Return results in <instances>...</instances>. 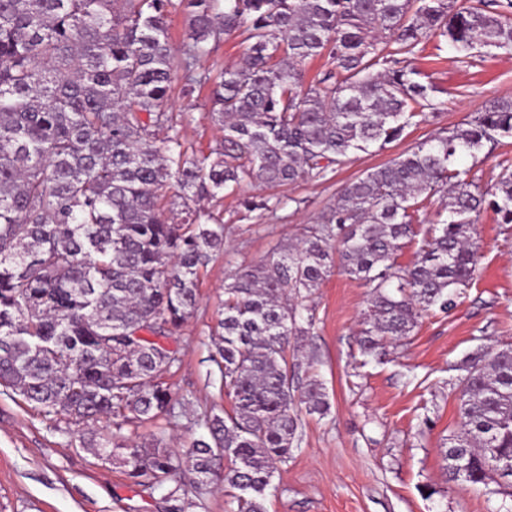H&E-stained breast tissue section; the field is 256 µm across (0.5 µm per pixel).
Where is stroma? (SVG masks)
<instances>
[{
	"label": "stroma",
	"mask_w": 512,
	"mask_h": 512,
	"mask_svg": "<svg viewBox=\"0 0 512 512\" xmlns=\"http://www.w3.org/2000/svg\"><path fill=\"white\" fill-rule=\"evenodd\" d=\"M426 45L414 64L421 81L435 87L439 111L407 126L385 147L352 154L327 180L288 186L274 213L249 212L243 197L251 186L224 196L220 213L228 251L201 274L198 305L175 343L182 362L170 380L187 399L168 435L186 442L201 434L205 412L226 411L209 360L211 328L234 262L263 259L276 242H291L334 205L341 187L426 140L450 129L501 98H512V54L459 62L451 47L431 60ZM175 79L169 107L180 114L188 147L209 152L223 134L212 122L208 89L183 96ZM475 190L492 193L503 170H512V138L502 139L483 164L463 155ZM475 241L481 262L458 305L420 318L407 346L388 349V362L357 367L358 341L370 289L340 272L319 288L316 323L299 341L311 373L326 387L327 416L302 418L301 444L277 472L267 512H497L500 499L483 486L449 481L440 450L457 429L455 367L478 345L512 344V224L491 209L477 218ZM83 426L61 430L11 390H0V512H168L165 490L133 485L120 463H106L82 443Z\"/></svg>",
	"instance_id": "stroma-1"
}]
</instances>
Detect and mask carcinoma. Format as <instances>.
<instances>
[{"instance_id":"1","label":"carcinoma","mask_w":512,"mask_h":512,"mask_svg":"<svg viewBox=\"0 0 512 512\" xmlns=\"http://www.w3.org/2000/svg\"><path fill=\"white\" fill-rule=\"evenodd\" d=\"M185 15L178 57L169 18ZM245 28L241 63L195 71L221 37ZM430 41L458 60L512 54V0H0V386L126 467L145 490L175 483L171 512H191L222 482L234 512H267L279 467L299 448L301 413L328 414L324 384L291 340L310 333L316 291L333 267L372 286L359 340L379 359L403 345L421 314L452 311L479 266L476 216L512 224V172L488 199L458 156L512 138V98L494 101L346 184L329 212L293 243L227 274L210 361L232 410L205 414L207 434L175 450L165 430L129 426L174 418L169 341L197 306L202 270L224 253V225L190 203L243 184L286 188L325 179L350 153L398 139L439 110L412 60ZM328 57L304 82L299 64ZM209 86L224 133L189 151L167 108ZM175 186L180 212L165 209ZM438 202L415 261L396 264L412 224ZM283 197L243 200L274 212ZM458 430L443 452L449 478L502 495L512 468V345L478 346L457 366Z\"/></svg>"}]
</instances>
